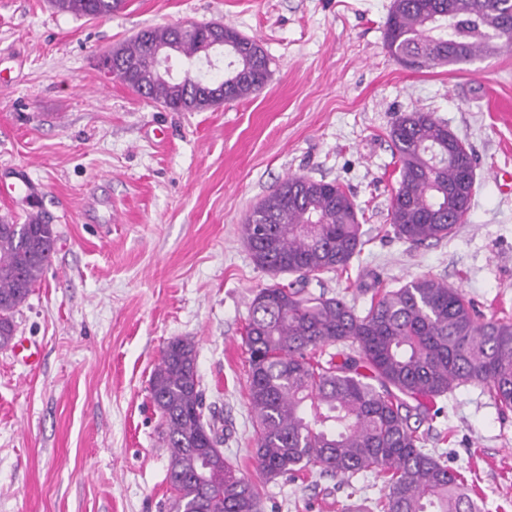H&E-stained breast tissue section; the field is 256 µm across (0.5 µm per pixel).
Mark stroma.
I'll use <instances>...</instances> for the list:
<instances>
[{
  "mask_svg": "<svg viewBox=\"0 0 512 512\" xmlns=\"http://www.w3.org/2000/svg\"><path fill=\"white\" fill-rule=\"evenodd\" d=\"M392 0H126L106 18L50 0H0V185L32 181L0 216L53 224L52 264L16 315L37 369L0 349V512H170L167 456L148 383L161 348L197 346L224 456L257 478L244 326L271 276L239 233L285 176L340 184L367 244L322 291L357 311L374 289L425 276L485 316H512V51L410 70L384 43ZM222 22L256 40L271 78L257 96L174 112L104 72L99 57L149 26ZM430 112L471 147L476 192L450 238H397L389 130ZM426 448L470 472L483 512H512V412L467 384L428 405ZM264 512H342L336 479L282 477Z\"/></svg>",
  "mask_w": 512,
  "mask_h": 512,
  "instance_id": "obj_1",
  "label": "stroma"
}]
</instances>
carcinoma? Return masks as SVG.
<instances>
[{
    "instance_id": "1",
    "label": "carcinoma",
    "mask_w": 512,
    "mask_h": 512,
    "mask_svg": "<svg viewBox=\"0 0 512 512\" xmlns=\"http://www.w3.org/2000/svg\"><path fill=\"white\" fill-rule=\"evenodd\" d=\"M53 3L104 18L125 0ZM219 27L229 99L260 94L270 76L262 47L228 24ZM205 39L201 27L182 38L176 26L148 27L102 58L136 94L174 112H201L218 99L199 86L197 73L187 68L161 80L152 62L165 45L189 60ZM384 42L410 69L494 56L512 47V0H393ZM389 136L399 162L388 212L395 234L413 244L450 237L467 223L475 192L470 147L429 112L399 116ZM240 235L258 267L296 276L259 289L244 327L260 478L315 471L345 485L351 502L360 476L375 472L383 486L364 512H482L475 485L424 447L421 398L477 384L500 411H512V321L480 319L460 289L431 276L375 289L362 313L340 297L310 292V280L347 270L366 244L359 210L334 181L285 177L253 207ZM55 242L53 225L37 217L23 224L0 218V348L13 341L15 313L47 270ZM196 364L195 342L174 338L150 376L172 512H263L259 486L224 459Z\"/></svg>"
}]
</instances>
